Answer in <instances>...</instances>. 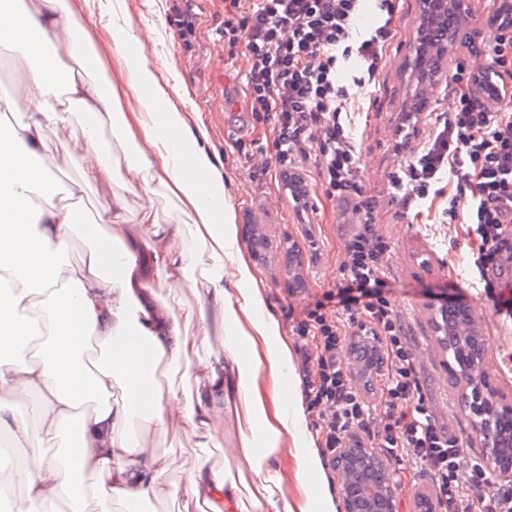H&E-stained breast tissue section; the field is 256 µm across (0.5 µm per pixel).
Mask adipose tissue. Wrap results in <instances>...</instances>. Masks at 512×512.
<instances>
[{"label": "adipose tissue", "instance_id": "adipose-tissue-1", "mask_svg": "<svg viewBox=\"0 0 512 512\" xmlns=\"http://www.w3.org/2000/svg\"><path fill=\"white\" fill-rule=\"evenodd\" d=\"M0 50L40 55L44 37L65 34L59 49L84 66H103L74 8L38 0L8 8ZM115 85L30 71L0 95V109L27 121L0 126V437L22 458L12 480L21 488L15 512H120L132 500L185 497L199 512H336L322 479L303 398L286 388L292 371L281 323L266 304L237 248L235 213L224 177L204 146V129L167 104L169 88L132 58L142 33L105 25ZM84 113L87 155L101 152L111 119L121 157L89 166L90 179L123 165L150 196L175 203L174 217L143 230L123 197L102 207L105 231L80 262H68L73 205L45 200L52 173L43 165L47 129ZM162 264L170 290L199 297L197 333L184 329L146 278ZM95 356H87V341ZM207 348L209 357L197 353ZM194 378L180 396L167 368ZM122 398H114L116 387ZM38 398L36 422L19 409ZM165 433L180 430L201 447L218 448L224 421L240 445L222 467L199 461L184 487L170 480L173 462L150 448L135 414ZM146 425V426H147ZM294 460L287 472L284 460Z\"/></svg>", "mask_w": 512, "mask_h": 512}]
</instances>
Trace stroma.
<instances>
[{
	"instance_id": "stroma-1",
	"label": "stroma",
	"mask_w": 512,
	"mask_h": 512,
	"mask_svg": "<svg viewBox=\"0 0 512 512\" xmlns=\"http://www.w3.org/2000/svg\"><path fill=\"white\" fill-rule=\"evenodd\" d=\"M395 37L384 49V69L376 85L351 87L356 110L352 130L360 141V177L368 194L377 197V228L390 243L392 252L385 279V292L400 316L408 345L414 354L421 388L441 426L463 442L466 461L483 462L485 448L478 423L461 404V385L453 384L447 364L449 357L436 340L435 314L447 298L464 299L480 315L479 327L485 340L487 381L512 401V317L498 313L494 305L512 301V288H486L471 277L467 264L466 227L442 222L448 206L447 195L433 202L418 201L410 207L391 200L387 176L396 166L392 145L396 117L404 112L411 88V77L403 60L415 39L420 15L419 0H397ZM197 17L196 37L183 41L172 6L173 0H124L117 23L143 25L160 18L163 26L144 46H132L136 58H148L160 79L176 84L179 93L171 102L179 111L207 132L205 146L224 175L236 214L238 227L254 225L264 234L269 247L264 260H254L246 238H239L238 250L247 260L269 307L277 314L290 351H297L298 339L292 332L307 304L341 279L340 262L344 237L350 227L344 224L340 205L327 199L318 185L314 166H307L305 180L310 186L312 208L308 223H298L294 207L280 198L274 167L249 166L238 152L239 143L266 145L271 134L266 125L252 119L243 93L242 55L232 54L216 33L224 20L222 0H192ZM67 128L49 129L52 146L46 163L55 174L56 198H63L69 186L82 179L86 165L84 144L72 133L81 121L72 113ZM123 196L135 214H150L161 220L172 216L169 201L147 197L131 176L114 173L112 180L85 185L78 200L84 218L71 232L70 263H78L95 240L93 217L114 196ZM297 246L307 256L299 275L302 289L291 288L288 248ZM158 452L174 461L171 478L184 485L187 471L196 461H224L220 448H198L184 436L167 433L151 437Z\"/></svg>"
}]
</instances>
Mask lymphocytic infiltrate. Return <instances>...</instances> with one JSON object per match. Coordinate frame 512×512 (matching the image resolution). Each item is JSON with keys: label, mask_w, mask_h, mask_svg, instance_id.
Wrapping results in <instances>:
<instances>
[{"label": "lymphocytic infiltrate", "mask_w": 512, "mask_h": 512, "mask_svg": "<svg viewBox=\"0 0 512 512\" xmlns=\"http://www.w3.org/2000/svg\"><path fill=\"white\" fill-rule=\"evenodd\" d=\"M365 0H224L219 34L243 46L244 95L254 119L272 134L271 158L282 179L297 182L314 164L322 192L346 204L353 227L344 241L341 281L307 305L293 326L303 342L302 385L321 428L320 451L335 457L349 439L383 449L397 468L425 470L440 512H512V490L467 463L459 438L436 420L420 385L415 357L383 293L391 246L376 227L379 202L359 178L352 100L339 83L346 62L355 85L373 82L395 36L394 0H374L376 23L359 29ZM478 75L457 65L450 111L437 114L418 143L402 135L399 163L388 176L403 203L448 187L449 221L467 225L473 271L492 287L504 254H512V113L477 91ZM351 336H370L386 358L379 413H372L340 352ZM474 497L458 495L461 483Z\"/></svg>", "instance_id": "f902f5d3"}]
</instances>
